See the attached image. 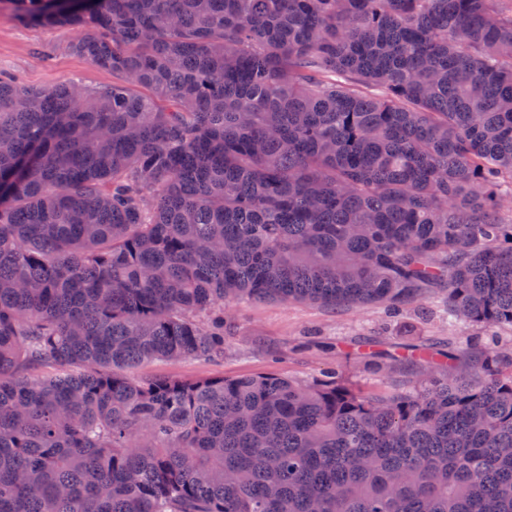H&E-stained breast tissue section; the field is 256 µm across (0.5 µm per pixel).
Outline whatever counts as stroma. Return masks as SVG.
<instances>
[{
  "instance_id": "35a3bbf8",
  "label": "stroma",
  "mask_w": 512,
  "mask_h": 512,
  "mask_svg": "<svg viewBox=\"0 0 512 512\" xmlns=\"http://www.w3.org/2000/svg\"><path fill=\"white\" fill-rule=\"evenodd\" d=\"M80 35L75 28L27 25L9 0H0V75L28 88L71 78L89 88L110 85V71L73 52ZM226 316L223 358L159 360L132 370V377L197 380L273 372L308 380L334 366L343 376L376 390L379 382L365 369L369 353L400 354L425 344L441 352L464 335L486 346L491 343L477 328L449 323L445 304L434 295L395 316L375 306L346 309L276 301L240 303Z\"/></svg>"
}]
</instances>
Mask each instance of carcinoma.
<instances>
[{"mask_svg": "<svg viewBox=\"0 0 512 512\" xmlns=\"http://www.w3.org/2000/svg\"><path fill=\"white\" fill-rule=\"evenodd\" d=\"M11 2L115 81L0 77V512H512V347L124 375L245 300L512 329V0Z\"/></svg>", "mask_w": 512, "mask_h": 512, "instance_id": "1", "label": "carcinoma"}]
</instances>
